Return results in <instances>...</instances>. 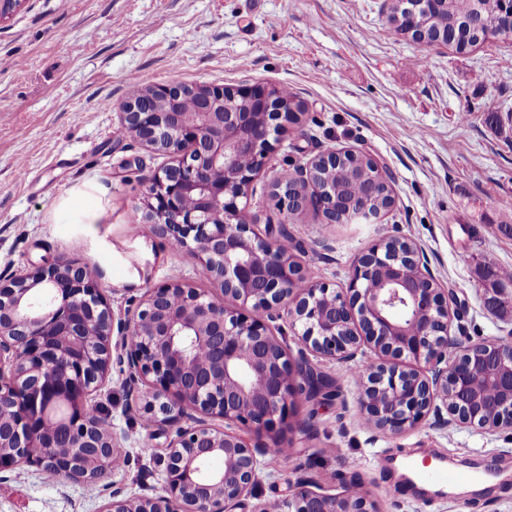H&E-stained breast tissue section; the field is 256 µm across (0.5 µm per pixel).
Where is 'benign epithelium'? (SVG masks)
<instances>
[{
    "mask_svg": "<svg viewBox=\"0 0 512 512\" xmlns=\"http://www.w3.org/2000/svg\"><path fill=\"white\" fill-rule=\"evenodd\" d=\"M401 8L416 20L440 0H403ZM188 93L196 96L190 123L178 111ZM298 117L260 85L172 82L124 103L125 129L173 158L144 178V219L168 244L195 253L213 291L175 276L117 317L99 275L64 257L0 285V472L36 466L90 483L116 469L118 436L87 403L115 359L126 368L130 403L151 425L185 417L192 424L166 444L164 494L114 498L103 512H269V502L251 506L248 498L262 458L287 444L274 426L291 429L301 399L336 396L314 360L355 370L367 347L380 362L359 375V411L377 429L400 434L430 416L488 433L512 427V336L466 344L452 334L455 300L416 243L393 250L378 241L344 288L308 277L288 223L309 201L324 223H336L339 200L322 173L358 154L322 152L289 181L276 177L284 220L258 231L240 199L264 164L271 133ZM390 208L363 197L348 220L371 224ZM485 304L512 314V291ZM277 320L288 330L272 328ZM288 332L302 343L295 355ZM58 428L68 437L65 453ZM244 431L269 441L253 446ZM274 503L277 512H378L356 478L328 493L300 477Z\"/></svg>",
    "mask_w": 512,
    "mask_h": 512,
    "instance_id": "1",
    "label": "benign epithelium"
}]
</instances>
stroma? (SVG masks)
Here are the masks:
<instances>
[{"mask_svg": "<svg viewBox=\"0 0 512 512\" xmlns=\"http://www.w3.org/2000/svg\"><path fill=\"white\" fill-rule=\"evenodd\" d=\"M390 0H24L0 23V283L65 256L103 272L115 314L180 275L210 283L190 251L173 250L143 222V179L170 164L121 127L133 86L173 81L290 89L298 123L270 138L247 189L260 224L283 219L279 172L324 151L373 158L393 207L375 224H327L315 205L289 225L311 279L345 287L383 238L416 242L457 303L458 334H512L483 304L482 269L512 268V38L468 52L425 48L387 19ZM335 401L302 402L288 453L266 456L256 493L285 496L298 478L335 489L357 477L380 512H512V431L429 424L399 435L359 415L361 386L346 364L320 362ZM120 435L121 465L90 484L52 481L37 468L0 472V512H102L112 497L164 492L166 437L127 406L112 365L89 398ZM444 462L462 480L423 491L405 463Z\"/></svg>", "mask_w": 512, "mask_h": 512, "instance_id": "1", "label": "stroma"}]
</instances>
